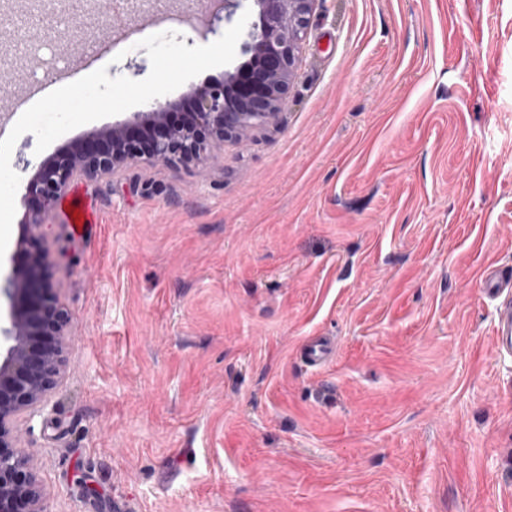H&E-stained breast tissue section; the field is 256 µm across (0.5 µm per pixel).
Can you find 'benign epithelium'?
Returning <instances> with one entry per match:
<instances>
[{"label":"benign epithelium","instance_id":"benign-epithelium-1","mask_svg":"<svg viewBox=\"0 0 512 512\" xmlns=\"http://www.w3.org/2000/svg\"><path fill=\"white\" fill-rule=\"evenodd\" d=\"M247 1L257 7L241 43L247 60L225 73L224 82L198 93L195 128L170 129L149 141L134 138L137 126L164 121L172 104L157 101L148 112L92 133L36 166L25 193L40 202L39 214L51 212L76 180L109 175L123 164L206 160L214 157L215 143L276 120L318 0H222L216 20L233 24ZM42 227L37 218L26 225L22 243L31 261L12 269L0 286L10 310L8 325H0V341L8 343L0 362V512H50L19 427L43 408L61 378L70 324L46 274L48 256L37 245Z\"/></svg>","mask_w":512,"mask_h":512}]
</instances>
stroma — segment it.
<instances>
[{"label": "stroma", "instance_id": "stroma-1", "mask_svg": "<svg viewBox=\"0 0 512 512\" xmlns=\"http://www.w3.org/2000/svg\"><path fill=\"white\" fill-rule=\"evenodd\" d=\"M54 35L109 76L138 18ZM99 119L11 167L39 162ZM47 217L65 373L24 425L50 512H512V0H321L274 123ZM336 357L307 368L312 336ZM96 493L84 496L80 482ZM479 274L484 295L494 302L493 349L512 355V270L492 262L482 265Z\"/></svg>", "mask_w": 512, "mask_h": 512}]
</instances>
